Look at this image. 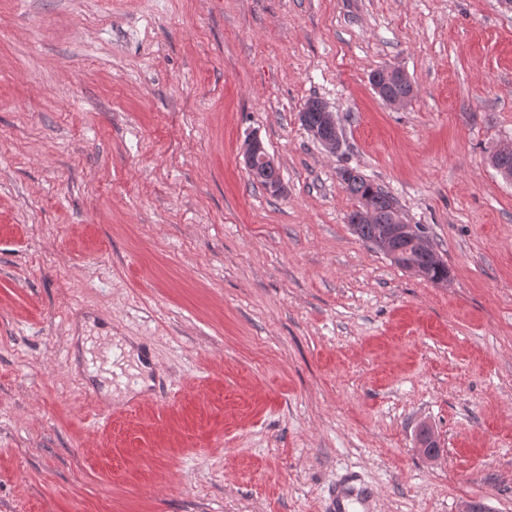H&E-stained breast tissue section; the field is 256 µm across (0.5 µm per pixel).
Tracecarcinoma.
I'll use <instances>...</instances> for the list:
<instances>
[{
    "label": "carcinoma",
    "mask_w": 512,
    "mask_h": 512,
    "mask_svg": "<svg viewBox=\"0 0 512 512\" xmlns=\"http://www.w3.org/2000/svg\"><path fill=\"white\" fill-rule=\"evenodd\" d=\"M414 89L410 79L391 80L382 85L377 95L386 103L405 100L413 96ZM326 105L313 98L306 102L301 123L309 130L321 126ZM345 189L357 200L356 208L349 214L348 222L354 232L364 242L379 248L383 241L385 228L395 217H402L396 200L383 188L367 180L358 171L344 168L340 173ZM263 188L281 182L277 168L261 166L252 175ZM395 265L402 269L418 272L419 277L432 283L448 281V264L435 262L429 253L419 250L410 242L403 243L399 253L392 258Z\"/></svg>",
    "instance_id": "1"
}]
</instances>
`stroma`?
<instances>
[{
  "label": "stroma",
  "mask_w": 512,
  "mask_h": 512,
  "mask_svg": "<svg viewBox=\"0 0 512 512\" xmlns=\"http://www.w3.org/2000/svg\"><path fill=\"white\" fill-rule=\"evenodd\" d=\"M510 140L503 0H0V512H323L350 471L373 512H512ZM344 167L446 283L354 234ZM103 332L169 398L99 415ZM380 69L374 71L371 74V85L374 89V91L377 93V95L386 103L391 104L396 101V105L398 107H402L406 105L409 100H405L409 97L413 96L414 89L413 84L408 77L407 79H404L407 77V74L402 71L401 69L395 68V67H389L388 69H383V77L385 81L391 80L386 82L384 85H382V91H377L374 87V79L376 74L378 73ZM392 79H400V80H392ZM403 100V101H402ZM327 106L319 99L313 98L306 102L301 112H304V119L301 123L308 131L314 127L311 133L313 137L325 148L329 153L335 154L341 146L342 138L339 133V125L336 114L331 110L324 109ZM324 115V121H323ZM249 140V139H248ZM243 145L241 155L243 157V163L251 174L257 169V159L259 154L264 151L263 145L259 139H251ZM253 180H256L266 191H269L268 186L274 183H281L280 175L276 167L271 166H260L258 170L251 175ZM278 195L285 193L286 189L282 184H276L271 189ZM275 193H270L272 196H278Z\"/></svg>",
  "instance_id": "35a3bbf8"
}]
</instances>
